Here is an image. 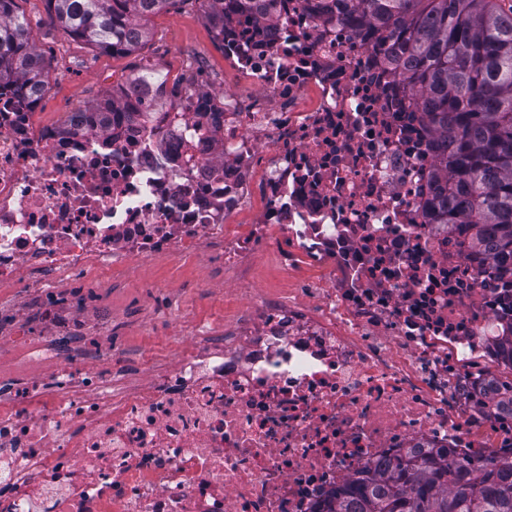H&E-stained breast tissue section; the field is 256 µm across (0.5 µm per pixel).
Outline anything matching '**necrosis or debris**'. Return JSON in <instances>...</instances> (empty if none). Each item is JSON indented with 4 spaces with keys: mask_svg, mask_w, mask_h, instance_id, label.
Returning a JSON list of instances; mask_svg holds the SVG:
<instances>
[{
    "mask_svg": "<svg viewBox=\"0 0 512 512\" xmlns=\"http://www.w3.org/2000/svg\"><path fill=\"white\" fill-rule=\"evenodd\" d=\"M224 58L254 84L160 85L154 107L40 122L0 85V290L33 288L23 386L0 375V512H321L331 491L406 449L512 457L473 358L503 362L512 285L432 223L433 139L409 87L352 24L278 0L229 11ZM246 233L224 227L254 198ZM219 246L245 268L272 245L318 273L284 303L198 337L137 383L128 360L72 352L103 328L68 281Z\"/></svg>",
    "mask_w": 512,
    "mask_h": 512,
    "instance_id": "necrosis-or-debris-1",
    "label": "necrosis or debris"
}]
</instances>
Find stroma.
<instances>
[{
    "label": "stroma",
    "mask_w": 512,
    "mask_h": 512,
    "mask_svg": "<svg viewBox=\"0 0 512 512\" xmlns=\"http://www.w3.org/2000/svg\"><path fill=\"white\" fill-rule=\"evenodd\" d=\"M14 8L28 20L32 41L48 66L41 102L44 119H58L111 95L143 65L162 67L176 79L188 63L198 60L204 64L205 80L214 87H251L247 77L226 71L224 55L204 20L203 0H186L154 15L150 39L129 54L101 52L70 38L50 20L46 0H15ZM249 269L250 281L242 282L217 252L151 268L122 267L111 279L85 287L80 316L90 322L98 311L107 310L108 340L115 350L143 354L138 372L143 378L155 364L175 361L202 330L217 332L233 325L244 314L251 289L291 297L276 250H254Z\"/></svg>",
    "instance_id": "stroma-1"
}]
</instances>
